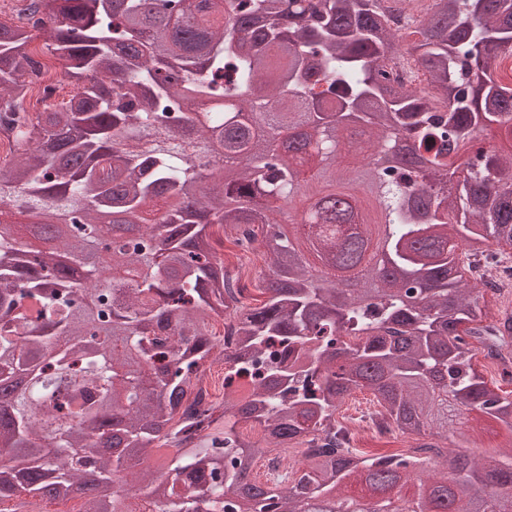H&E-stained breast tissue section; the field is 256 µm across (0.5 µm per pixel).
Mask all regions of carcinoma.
Wrapping results in <instances>:
<instances>
[{"label": "carcinoma", "instance_id": "1", "mask_svg": "<svg viewBox=\"0 0 512 512\" xmlns=\"http://www.w3.org/2000/svg\"><path fill=\"white\" fill-rule=\"evenodd\" d=\"M0 23V202L32 218L34 241L0 232V504L71 500L83 512H304L351 502L357 477L394 512H512V447L485 468L446 451L454 484H421L395 504L416 461L360 456L336 410L371 391L376 428L438 448L461 407L512 433V395L482 380L470 340L508 362L512 317L479 303L473 260L512 245V0H24ZM77 86L25 106L41 65L33 32ZM414 61L434 95L396 87L388 58ZM252 101L245 115L232 102ZM196 133L186 143L176 134ZM230 176L202 173L203 155ZM319 172L322 232L298 239L284 205ZM457 176L450 189L444 177ZM135 236L110 235L106 213ZM230 231L267 262V295L247 312L217 256ZM335 271L315 277L310 258ZM224 411L201 369L221 341ZM280 344L245 384L232 375ZM257 425L252 441L238 427ZM307 445L293 481L250 487L256 461ZM178 449L152 464L156 449Z\"/></svg>", "mask_w": 512, "mask_h": 512}]
</instances>
